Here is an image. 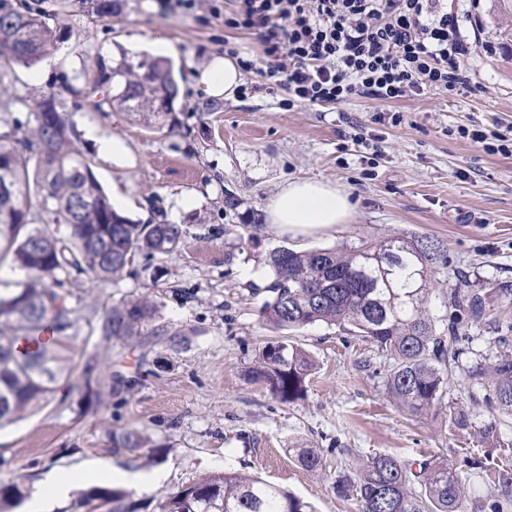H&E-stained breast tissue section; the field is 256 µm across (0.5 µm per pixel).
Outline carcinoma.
I'll use <instances>...</instances> for the list:
<instances>
[{
  "instance_id": "cac0c4a2",
  "label": "carcinoma",
  "mask_w": 512,
  "mask_h": 512,
  "mask_svg": "<svg viewBox=\"0 0 512 512\" xmlns=\"http://www.w3.org/2000/svg\"><path fill=\"white\" fill-rule=\"evenodd\" d=\"M60 0H0V69L31 66L55 47L48 20ZM96 59L95 74L64 78L56 90L28 105L33 125L23 127L0 113V267L10 262L11 278L0 276V427L16 422L53 392L68 369L63 340L76 331L73 309L61 293L65 283L85 277L106 286L126 276L137 279L140 257L172 252L183 231L178 224H135L118 213L96 179L90 160L76 146L79 132L69 104L92 112L118 109L156 121L174 111L179 88L170 60L123 57L108 64L93 46H77ZM447 264L440 246L396 233L374 243L309 251L275 250L272 300L266 322L280 331L316 322L349 331L393 363L387 395L414 414L442 405L456 373L467 379L470 403L494 417L479 428L482 444L500 447L499 424L512 418V339L497 337L502 352L493 363L466 361L469 325L483 320L485 298L448 289L442 316L428 307V276ZM156 305L141 294L109 307L99 320L100 340L142 349L152 343L144 328ZM56 333L55 343L22 354L18 338L37 340ZM312 364L284 340L267 343L252 377L284 403L304 397ZM146 445L140 431L112 434V447L129 454ZM308 469L322 456L302 448ZM483 460L430 457L413 465L389 453L369 457L354 475L336 480V493L356 496L361 512H512V468L501 466L488 495H470ZM31 488L0 485V512H15ZM78 512H141L120 488L94 487L76 502ZM153 512H313L312 506L261 478L225 471L210 474L164 495Z\"/></svg>"
}]
</instances>
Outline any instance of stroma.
Returning a JSON list of instances; mask_svg holds the SVG:
<instances>
[{
    "label": "stroma",
    "mask_w": 512,
    "mask_h": 512,
    "mask_svg": "<svg viewBox=\"0 0 512 512\" xmlns=\"http://www.w3.org/2000/svg\"><path fill=\"white\" fill-rule=\"evenodd\" d=\"M119 3L109 19L74 11L53 17L50 27L66 37L52 70L40 62L16 66L0 72V83L21 97L13 117L27 125L30 102L63 76L93 73L94 58L78 57L76 43L92 44L109 62L167 45L180 76L171 125L83 108L74 121L124 140L129 161L121 167L100 157L94 142H78L104 188L119 186L133 200L124 216L180 225L183 242L172 255L139 260V279L65 284L79 327L69 343L71 378L41 408L0 429V484L21 480L34 489L55 469L81 473L82 492L105 486L92 475L95 467L159 469L166 478L157 488L132 494L154 502L229 469L279 484L316 512H360L354 498L337 496L336 475L390 452L410 463L466 454L486 459L490 468L474 477L471 490L487 495L505 453L477 440L478 427L491 419L487 410H472L469 425L451 422L464 377L449 388L445 407L411 414L385 393L389 356L323 323L281 334L266 324L263 305L272 280L266 258L274 250L340 248L411 232L444 249L447 264L430 282L436 313H443L449 289L489 295L488 321L468 334L476 356L495 357L496 326H512V155L488 153L457 129L512 127V0H480L483 45L460 61L466 85L394 102L402 115L397 124L381 119L382 103L365 97L337 108L283 109V91L263 77L253 97H208L194 86V70L223 53L228 40L260 54L256 35L225 28L213 0H196L189 13L173 0ZM487 43L492 52L484 51ZM361 137L376 139V160H366ZM293 179L349 192V223L308 238L278 233L266 204ZM141 293L158 304L153 327L183 334L181 345L158 336L138 353L100 343L102 313ZM283 336L313 364L304 398L292 404L251 375L264 343ZM91 365L138 381L117 395L106 385L100 396L87 397ZM129 428L146 437V455L113 454V434ZM299 448L320 449L322 467L302 466Z\"/></svg>",
    "instance_id": "stroma-1"
}]
</instances>
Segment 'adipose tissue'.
I'll list each match as a JSON object with an SVG mask.
<instances>
[{
    "mask_svg": "<svg viewBox=\"0 0 512 512\" xmlns=\"http://www.w3.org/2000/svg\"><path fill=\"white\" fill-rule=\"evenodd\" d=\"M242 81L235 62L214 56L208 66L195 72L194 82L211 96L232 99ZM354 205L349 193L325 181L297 180L285 183L269 199L266 213L279 232L295 237L348 223Z\"/></svg>",
    "mask_w": 512,
    "mask_h": 512,
    "instance_id": "obj_1",
    "label": "adipose tissue"
}]
</instances>
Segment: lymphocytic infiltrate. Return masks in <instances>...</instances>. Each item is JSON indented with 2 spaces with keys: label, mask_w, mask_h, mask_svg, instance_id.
Masks as SVG:
<instances>
[{
  "label": "lymphocytic infiltrate",
  "mask_w": 512,
  "mask_h": 512,
  "mask_svg": "<svg viewBox=\"0 0 512 512\" xmlns=\"http://www.w3.org/2000/svg\"><path fill=\"white\" fill-rule=\"evenodd\" d=\"M226 27L258 32L262 59L225 42L224 54L285 94L282 107L336 106L355 97L392 103L462 84L473 45L448 0H230Z\"/></svg>",
  "instance_id": "1"
}]
</instances>
